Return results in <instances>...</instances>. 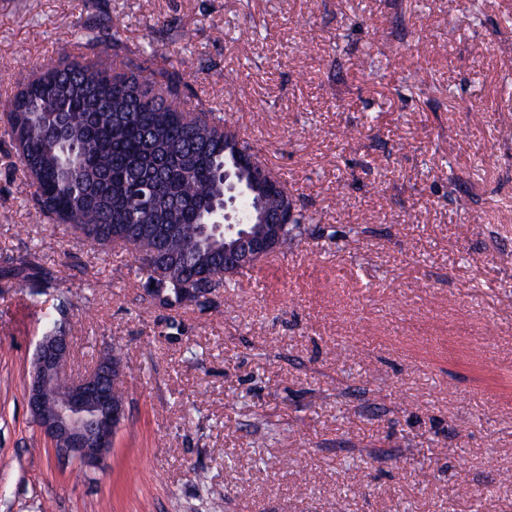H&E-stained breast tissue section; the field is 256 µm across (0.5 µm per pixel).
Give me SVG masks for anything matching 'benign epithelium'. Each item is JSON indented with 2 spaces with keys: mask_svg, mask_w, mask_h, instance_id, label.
<instances>
[{
  "mask_svg": "<svg viewBox=\"0 0 512 512\" xmlns=\"http://www.w3.org/2000/svg\"><path fill=\"white\" fill-rule=\"evenodd\" d=\"M245 206L234 197L224 202V230L246 223ZM262 223L267 225L262 235H237L238 242L224 252V262L246 269L281 251L282 216L268 213L262 216ZM70 353L69 336L65 334L38 343L28 382L27 407L59 454L95 467L112 448L113 438L125 419V399L112 395V388L105 384L110 378L109 370L100 363L87 374L70 379L65 393H57L53 383L66 372Z\"/></svg>",
  "mask_w": 512,
  "mask_h": 512,
  "instance_id": "1",
  "label": "benign epithelium"
}]
</instances>
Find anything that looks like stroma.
<instances>
[{"mask_svg": "<svg viewBox=\"0 0 512 512\" xmlns=\"http://www.w3.org/2000/svg\"><path fill=\"white\" fill-rule=\"evenodd\" d=\"M123 15L323 232L202 311L40 218L0 121V512H512V0H0V113ZM392 54H385V45ZM68 299L72 376L120 352L96 468L26 404Z\"/></svg>", "mask_w": 512, "mask_h": 512, "instance_id": "35a3bbf8", "label": "stroma"}]
</instances>
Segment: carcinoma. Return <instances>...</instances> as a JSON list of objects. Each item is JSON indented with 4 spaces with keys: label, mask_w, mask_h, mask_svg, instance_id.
<instances>
[{
    "label": "carcinoma",
    "mask_w": 512,
    "mask_h": 512,
    "mask_svg": "<svg viewBox=\"0 0 512 512\" xmlns=\"http://www.w3.org/2000/svg\"><path fill=\"white\" fill-rule=\"evenodd\" d=\"M118 15L102 35L64 53L21 83L9 102L7 135L33 189L37 212L66 224L92 247L120 240L136 251L143 288L156 282L158 304L176 308L195 292L204 311L219 289L235 287L237 272L224 268L232 236L206 234L203 224L230 197L234 185L249 195L248 208H276L238 170L234 154L250 150L224 113L212 108L185 112L176 105L181 78L167 69L141 73L151 58L112 67L107 48L126 49ZM67 113L57 136L45 117ZM284 248L314 236V215L293 206Z\"/></svg>",
    "instance_id": "cac0c4a2"
}]
</instances>
